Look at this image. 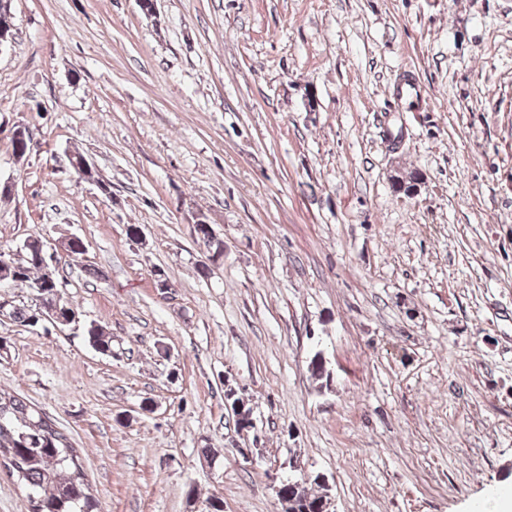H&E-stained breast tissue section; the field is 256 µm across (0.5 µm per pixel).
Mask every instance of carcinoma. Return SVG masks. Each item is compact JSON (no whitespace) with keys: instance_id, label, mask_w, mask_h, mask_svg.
<instances>
[{"instance_id":"obj_1","label":"carcinoma","mask_w":512,"mask_h":512,"mask_svg":"<svg viewBox=\"0 0 512 512\" xmlns=\"http://www.w3.org/2000/svg\"><path fill=\"white\" fill-rule=\"evenodd\" d=\"M195 233L214 248L213 256L223 255L224 245L214 239L209 225H195ZM44 249L40 234L29 235L22 256L11 257L9 263L0 265V285L58 288L56 268L39 261ZM9 317L26 326L39 323L37 309L24 304L11 307ZM85 333L90 347L102 355H112V336L103 326L92 322ZM0 465L25 486L31 512H93L91 487L70 438L27 399L2 391ZM321 500L296 480L288 483L284 512H321Z\"/></svg>"}]
</instances>
